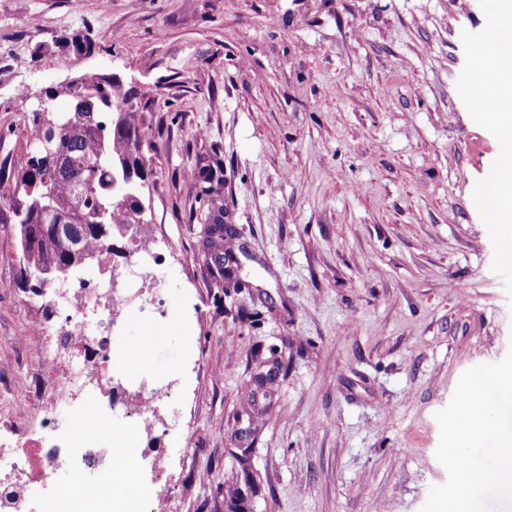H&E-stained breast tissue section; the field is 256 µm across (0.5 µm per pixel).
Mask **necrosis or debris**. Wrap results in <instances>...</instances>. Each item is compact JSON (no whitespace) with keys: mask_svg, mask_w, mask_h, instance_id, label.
I'll return each mask as SVG.
<instances>
[{"mask_svg":"<svg viewBox=\"0 0 512 512\" xmlns=\"http://www.w3.org/2000/svg\"><path fill=\"white\" fill-rule=\"evenodd\" d=\"M54 303L61 326L46 350L49 385L88 395L90 408L105 415L107 431L118 429L111 417L117 407L146 432L165 428L172 404L161 401L157 390L133 391L112 384V327L122 319L127 301L113 295L111 272L58 288ZM33 405L40 436L0 448V512H67L63 491L46 492V485L63 473L87 478L100 474L112 469V459L94 441L71 445V419L61 417L43 397H36Z\"/></svg>","mask_w":512,"mask_h":512,"instance_id":"necrosis-or-debris-1","label":"necrosis or debris"}]
</instances>
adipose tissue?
I'll list each match as a JSON object with an SVG mask.
<instances>
[{"instance_id": "ef3b65f1", "label": "adipose tissue", "mask_w": 512, "mask_h": 512, "mask_svg": "<svg viewBox=\"0 0 512 512\" xmlns=\"http://www.w3.org/2000/svg\"><path fill=\"white\" fill-rule=\"evenodd\" d=\"M497 46L494 51L483 52V67L496 75V104L491 117L494 121L512 126V0L496 3ZM492 193L497 200L491 217L496 227L500 258L512 263V137L503 140L500 163L491 181Z\"/></svg>"}]
</instances>
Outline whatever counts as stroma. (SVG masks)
<instances>
[{
    "label": "stroma",
    "instance_id": "stroma-1",
    "mask_svg": "<svg viewBox=\"0 0 512 512\" xmlns=\"http://www.w3.org/2000/svg\"><path fill=\"white\" fill-rule=\"evenodd\" d=\"M494 0H0V162L28 110L79 69L143 92L152 171L140 233L165 261L161 336L131 303L113 328L114 382L172 380L183 414L124 436L153 462L170 512H419L447 479L436 411L461 374L512 350V265L474 194L512 130L472 111L493 79L472 55ZM220 180L241 267L205 264ZM0 212V447L40 430L55 306L17 281ZM147 345L150 370L123 356ZM273 373L265 386L260 375ZM65 45L68 50L62 56L70 62L68 70L76 68L80 59L90 54L92 50V43L78 34L73 35L71 38H66Z\"/></svg>",
    "mask_w": 512,
    "mask_h": 512
}]
</instances>
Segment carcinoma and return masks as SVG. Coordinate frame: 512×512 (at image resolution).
Masks as SVG:
<instances>
[{
    "label": "carcinoma",
    "mask_w": 512,
    "mask_h": 512,
    "mask_svg": "<svg viewBox=\"0 0 512 512\" xmlns=\"http://www.w3.org/2000/svg\"><path fill=\"white\" fill-rule=\"evenodd\" d=\"M65 45L71 70L92 50L78 34ZM75 78L73 94L55 85L45 88L44 107L30 111L25 151L12 165H0V184H14L5 204L19 226L18 280L35 297L43 296L48 282L74 275L91 246L102 243L112 255V239L123 236L125 225L147 223L141 193L148 175L141 153L144 130L133 103L140 91L125 88L114 75L77 71ZM62 96L71 103L66 112L56 107ZM50 131L48 155L42 139ZM47 193L57 206L51 216L40 208ZM228 234L224 208L209 211L203 250L217 265Z\"/></svg>",
    "instance_id": "obj_1"
}]
</instances>
